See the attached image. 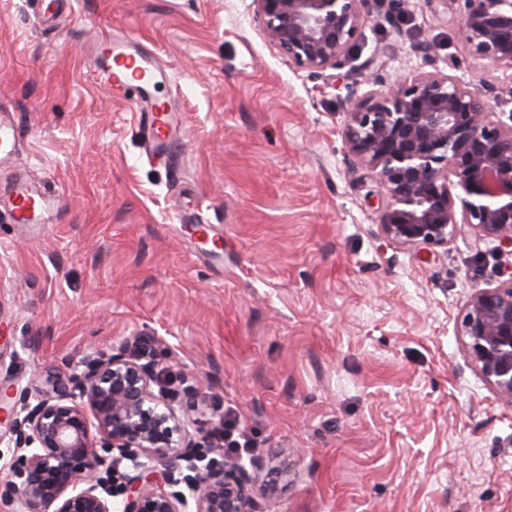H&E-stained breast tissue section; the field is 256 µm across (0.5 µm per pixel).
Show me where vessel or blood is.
Listing matches in <instances>:
<instances>
[{
  "mask_svg": "<svg viewBox=\"0 0 512 512\" xmlns=\"http://www.w3.org/2000/svg\"><path fill=\"white\" fill-rule=\"evenodd\" d=\"M91 60L110 89L132 94L148 152L161 158L176 157L184 143L173 133L176 113L155 96L165 75L152 54L130 36L107 33L94 43ZM9 192L13 203L8 221L12 224L39 223L52 200L46 187L24 179L14 180Z\"/></svg>",
  "mask_w": 512,
  "mask_h": 512,
  "instance_id": "vessel-or-blood-1",
  "label": "vessel or blood"
}]
</instances>
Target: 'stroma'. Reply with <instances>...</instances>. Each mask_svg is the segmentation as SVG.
Returning <instances> with one entry per match:
<instances>
[{
  "instance_id": "stroma-1",
  "label": "stroma",
  "mask_w": 512,
  "mask_h": 512,
  "mask_svg": "<svg viewBox=\"0 0 512 512\" xmlns=\"http://www.w3.org/2000/svg\"><path fill=\"white\" fill-rule=\"evenodd\" d=\"M397 3L372 0L351 62L314 73L265 40L252 0H74L54 32L0 0V113L23 133L0 182L59 197L39 224L0 223V385L34 390L35 372L147 327L271 470L258 512H512V403L455 325L512 250L462 235L425 261L387 241L342 137L367 59L389 85L426 70L423 43L471 86L498 72L468 55L456 0L401 18ZM108 28L171 76L180 179L93 68ZM194 213L210 243L182 223Z\"/></svg>"
}]
</instances>
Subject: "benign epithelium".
Here are the masks:
<instances>
[{"label": "benign epithelium", "mask_w": 512, "mask_h": 512, "mask_svg": "<svg viewBox=\"0 0 512 512\" xmlns=\"http://www.w3.org/2000/svg\"><path fill=\"white\" fill-rule=\"evenodd\" d=\"M456 2L470 56L512 72V0ZM253 3L266 40L317 72L343 68L371 21L367 0ZM363 68L370 89L349 87L343 137L384 198L383 236L432 255L467 233L512 247V123L494 111L498 85L475 89L437 69L386 89L376 60ZM456 332L483 380L512 402V273L474 289ZM134 342L135 351L124 342L64 360L34 404L0 387V444L14 453L0 502L19 512H255L262 463L210 458L196 439L210 424L206 380L171 392L174 363L151 353L156 337L142 331Z\"/></svg>", "instance_id": "obj_1"}]
</instances>
